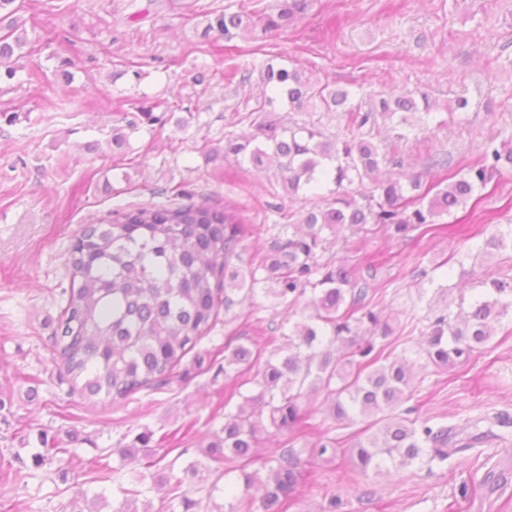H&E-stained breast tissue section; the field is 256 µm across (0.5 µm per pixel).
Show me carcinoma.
Instances as JSON below:
<instances>
[{
	"instance_id": "obj_1",
	"label": "carcinoma",
	"mask_w": 512,
	"mask_h": 512,
	"mask_svg": "<svg viewBox=\"0 0 512 512\" xmlns=\"http://www.w3.org/2000/svg\"><path fill=\"white\" fill-rule=\"evenodd\" d=\"M0 0V67L12 79L16 53L27 45L13 7ZM313 0H279L274 12L260 18L265 35L288 29L308 14ZM209 28L227 41L256 29L244 10L222 12ZM262 94L254 111L260 120L251 129L224 135V147L209 159L234 157L273 176L288 197L308 205L294 213L281 205L274 212L284 220L266 251L243 269L233 265L242 240L260 234L263 225H248L237 207L206 202L184 204L183 193L169 199L126 209L105 224H91L75 238L69 251L72 285L62 319L52 340L55 359L74 384L88 396L114 401L171 382L173 370L216 324L220 309H230L229 293H261L275 305H288L293 323L281 332L282 345L257 369L260 352L253 344L224 343V373L255 371L249 393L234 386L224 396V426L205 450L211 467L190 460L176 485L206 483L210 490L235 480L238 493L228 512H252V489H263L265 512H285L302 473L294 438L303 432L313 411L304 406L309 392L325 393L328 415L350 426H367L351 435L349 449L339 439L320 434L311 454L333 459L349 454L355 468L381 474L467 451L490 438L494 428L512 427V418L499 413L476 417L461 427L430 425L398 411L412 397L413 380L406 351L390 349L395 333L389 319L373 303L379 263L362 254L360 233L383 232L407 242L441 234L455 225L444 221L466 206L492 179L512 170V146L487 145L481 158L453 174L448 158L428 156L426 170L404 179L375 178L385 165L403 160L374 141L378 120L386 118L397 138L420 143L445 120L423 92L390 89L363 97L346 88L317 86L298 63L266 62L261 69ZM325 112L344 121L345 131L328 134L321 121H293L276 113ZM478 253L493 257L512 253V225L489 235L472 236ZM334 245L353 254L352 262L333 259ZM512 318V273L480 281L472 296L460 297L446 308L428 313L418 355L437 367L466 364L494 338L493 323ZM242 402L232 405L235 398ZM280 437L268 459L265 476L249 471L261 435ZM115 453L122 461L148 459L146 470L132 476L130 487L119 485V500L111 512H202V501L186 494L160 497L153 509L151 493L170 484L172 472L159 467L168 455L150 431L135 444ZM145 497L143 508L137 507ZM78 512H102L106 496L74 490Z\"/></svg>"
}]
</instances>
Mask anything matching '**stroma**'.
Returning <instances> with one entry per match:
<instances>
[{"instance_id": "stroma-1", "label": "stroma", "mask_w": 512, "mask_h": 512, "mask_svg": "<svg viewBox=\"0 0 512 512\" xmlns=\"http://www.w3.org/2000/svg\"><path fill=\"white\" fill-rule=\"evenodd\" d=\"M28 45L13 79H0V512H65L74 489L111 495L129 483L118 448L144 430L167 436L171 456L201 458L224 424V338L246 342L280 326L282 309L264 296L253 304L233 293V306L173 371L161 390L115 403L73 393L50 338L72 285L70 246L84 226L131 204L157 202L164 189L188 201L230 203L252 224L270 205L299 210L274 177L242 169L207 151L230 130L250 127L257 74L268 59L299 62L311 80L377 93L390 88L428 93L438 111L469 101L465 125L448 123L424 143L392 142L408 171L428 154L446 153L453 169L476 163L491 137L512 140V0H314L308 15L280 35L225 42L207 25L225 8L262 15L277 0H16ZM70 59L73 79L55 76ZM165 102L175 119L140 120V109ZM137 120L124 154L112 130ZM467 236L364 241L381 262L375 288L400 347L418 348L428 307L476 287L490 265L469 253V235L512 224V171L454 215ZM468 252L470 276L451 277L442 293L426 289L415 268ZM37 388V399L27 397ZM414 418L451 425L500 412L512 414V322L502 321L487 349L464 366L419 370L409 403ZM330 436L351 431L314 416ZM314 429L295 449L310 461L289 512H512V428L455 456L447 466L419 464L391 475H362L349 458L311 459ZM61 452L33 467L39 434ZM504 477L488 493L485 476Z\"/></svg>"}]
</instances>
